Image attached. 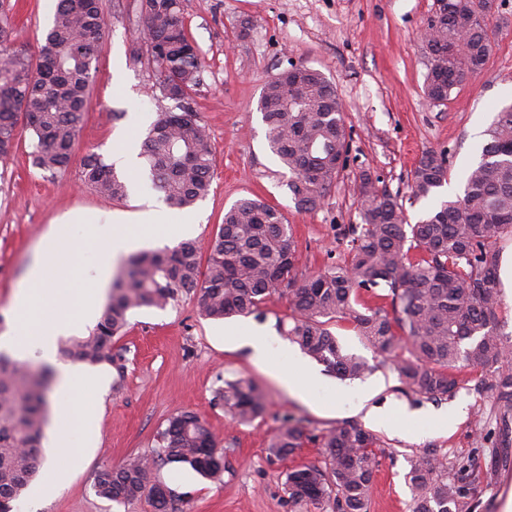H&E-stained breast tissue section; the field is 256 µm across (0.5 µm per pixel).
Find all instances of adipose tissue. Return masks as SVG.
I'll use <instances>...</instances> for the list:
<instances>
[{
  "instance_id": "1",
  "label": "adipose tissue",
  "mask_w": 512,
  "mask_h": 512,
  "mask_svg": "<svg viewBox=\"0 0 512 512\" xmlns=\"http://www.w3.org/2000/svg\"><path fill=\"white\" fill-rule=\"evenodd\" d=\"M141 241V236L134 234L131 228L124 224H115L106 231L94 232L93 242L99 252L96 280H103L118 258L132 251ZM78 250V243H60L53 256L37 263L31 269L29 279L35 286L34 291L20 293L15 299V306L22 319L21 326L18 330H10L0 335V350L21 359L34 354L42 362L53 366L59 392L76 399L77 408L82 414L83 426L88 429L92 426L96 408L95 403L84 397V390L90 378L77 367L62 365L57 361L58 337L92 320L101 302L100 289H92L84 296L79 312H72L65 301L62 289L53 285L59 265L72 262ZM49 306L56 307L59 316L54 323L45 324L41 321V312Z\"/></svg>"
}]
</instances>
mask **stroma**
<instances>
[{"instance_id":"35a3bbf8","label":"stroma","mask_w":512,"mask_h":512,"mask_svg":"<svg viewBox=\"0 0 512 512\" xmlns=\"http://www.w3.org/2000/svg\"><path fill=\"white\" fill-rule=\"evenodd\" d=\"M490 21L492 51L477 75L456 87L444 104L425 94L428 58L422 31L434 0H183L185 24L203 60L194 107L207 124L214 170L209 195L191 207L194 239L208 242L224 212L242 198H257L277 208L290 224L301 253L299 271L310 274L347 256L345 231L359 223V176L369 172L380 188L405 193L410 175L429 149L448 150L451 167L445 198L464 195L465 173L480 160L485 131L498 111L512 103V0H496ZM54 0H7L14 23V45L36 46L49 26ZM105 36L90 90V109L65 171L50 175L35 168L31 135L19 129L14 154L0 159V334L16 318L14 296L26 284L36 259L61 240L79 242L72 266L58 279L67 294L93 288L98 256L90 244L93 224L131 222L152 212L160 235L182 241V211L166 206L148 186L143 168L127 171L131 189L114 201L81 180L87 154L112 160L128 143H140L157 117L156 83L149 62L128 59L130 40L141 27L138 0H100ZM302 63L321 71L343 105L350 143L347 166L324 202L297 209L287 176L269 151L258 100L266 83ZM288 301L273 296L261 312L221 321L203 318L195 297L163 309H140L129 317L120 343L128 350L124 379L111 366L91 367L87 395L99 401L91 441L75 438L79 452L67 484L43 500L36 512H153L148 500L121 507L96 495L95 472L133 454L148 455L154 435L170 416L191 412L208 422L224 448L222 483L173 465L153 480L191 497L195 512H289L282 475L294 465L318 458L308 444L294 456L270 458L267 444L283 416L317 434L343 421L364 423L366 409L391 406L412 410L376 434L387 456L376 476L368 512H409L408 459L427 455L449 464L489 467L495 450L492 394L476 395L479 373L459 368L461 387L447 401L407 391L390 360L359 336L346 321L330 329L346 352L371 367L363 379L325 375L320 387L296 396L272 376L285 369L296 345L280 336L278 319L287 318ZM255 329L270 352L263 368L247 346L229 343L225 329ZM250 378L264 390L267 414L249 425L231 421L215 406L219 378ZM456 415L449 429L419 418V411ZM512 500V467L482 482L472 512H505Z\"/></svg>"}]
</instances>
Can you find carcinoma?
Returning a JSON list of instances; mask_svg holds the SVG:
<instances>
[{
    "label": "carcinoma",
    "instance_id": "carcinoma-1",
    "mask_svg": "<svg viewBox=\"0 0 512 512\" xmlns=\"http://www.w3.org/2000/svg\"><path fill=\"white\" fill-rule=\"evenodd\" d=\"M495 0H448V13L429 17L424 41L429 59L425 94L435 103L478 73L492 48L490 19ZM146 52L157 83L168 88L176 110L161 108L141 142L152 186L167 205L184 209L210 190L214 159L209 133L193 104L203 62L186 32L182 0H145ZM12 17L0 10V157L17 139L19 117L32 131V164L52 175L65 170L90 106V88L104 38L100 0H56L51 27L33 49L11 47ZM288 79L271 78L259 99L269 150L288 169V189L297 208L314 210L345 169L349 144L340 100L318 70L292 65ZM446 150H427L412 171L408 195L391 194L362 172L360 223L346 231L348 259L310 276L298 275L299 254L291 226L276 208L242 198L224 213L214 239L202 246L186 240L161 252L128 257L112 282L109 303L90 333L62 348L64 357L108 364L123 379L127 349L117 345L138 309H162L195 296L202 316L223 319L260 312L275 294L288 299L282 335L327 371L358 379L368 362L345 352L329 328L340 319L391 360L405 389L435 400L459 388L456 371L481 372L477 391L493 395L498 410L497 446H512V340L500 332L498 243L512 236V104L487 129L481 160L466 173L463 197L443 201L411 224L405 201L432 196L447 181ZM82 180L100 195L122 200L126 179L97 153L86 156ZM207 260H202V250ZM407 350L410 357L400 355ZM53 372H35L0 352V512H14L42 460L44 393ZM214 401L238 424L265 415L267 398L253 380H225ZM306 442L320 457L284 474L291 512H368L376 472L385 454L379 438L345 421L319 434L285 420L271 436L270 456L286 458ZM178 464L223 482L224 449L205 422L192 413L170 416L157 431L156 455H132L104 465L95 492L118 505L148 497L153 512H192L184 493L166 496L150 483L153 470ZM407 473L410 512H463L467 483L480 479L469 464L413 456Z\"/></svg>",
    "mask_w": 512,
    "mask_h": 512
}]
</instances>
